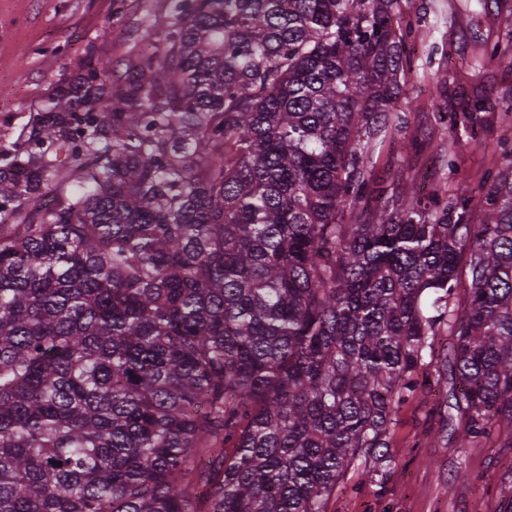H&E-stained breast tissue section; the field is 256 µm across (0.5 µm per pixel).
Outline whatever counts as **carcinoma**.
Masks as SVG:
<instances>
[{
  "mask_svg": "<svg viewBox=\"0 0 512 512\" xmlns=\"http://www.w3.org/2000/svg\"><path fill=\"white\" fill-rule=\"evenodd\" d=\"M402 2L166 0L163 55L89 52L0 152V512H327L443 332L458 445L512 428V145L377 176Z\"/></svg>",
  "mask_w": 512,
  "mask_h": 512,
  "instance_id": "carcinoma-1",
  "label": "carcinoma"
}]
</instances>
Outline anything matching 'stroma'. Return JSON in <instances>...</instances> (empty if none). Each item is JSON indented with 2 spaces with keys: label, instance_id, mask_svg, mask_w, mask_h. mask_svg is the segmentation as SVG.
<instances>
[{
  "label": "stroma",
  "instance_id": "obj_1",
  "mask_svg": "<svg viewBox=\"0 0 512 512\" xmlns=\"http://www.w3.org/2000/svg\"><path fill=\"white\" fill-rule=\"evenodd\" d=\"M165 0H0V150L29 129L55 87L79 71L87 48L111 59L123 81L143 50L161 51L148 22ZM407 17H420L412 39L414 67L398 103L410 113L406 133L376 158L385 179L415 178L426 190L475 182L501 158L497 143L512 139L504 109L512 103V0H410ZM499 42V59L481 62L482 44ZM481 96L487 110L479 139L451 130L437 113L456 109L459 97ZM454 143L455 156L435 150ZM449 380L416 394L399 409L390 434L391 464L382 476L353 465L328 512H498L512 493V448L501 441L459 447L445 420ZM465 469L467 479L456 476Z\"/></svg>",
  "mask_w": 512,
  "mask_h": 512
}]
</instances>
